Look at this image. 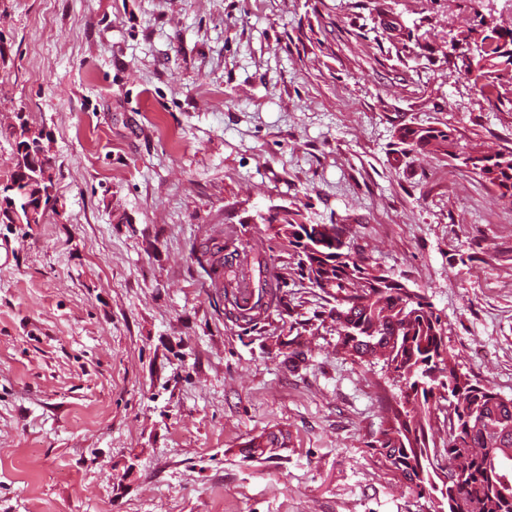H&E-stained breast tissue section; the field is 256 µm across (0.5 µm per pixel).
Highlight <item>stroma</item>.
I'll return each instance as SVG.
<instances>
[{"mask_svg":"<svg viewBox=\"0 0 512 512\" xmlns=\"http://www.w3.org/2000/svg\"><path fill=\"white\" fill-rule=\"evenodd\" d=\"M479 13L512 27V0H6L0 180L29 112L62 210L0 224V512H425L373 448L398 387L264 217L349 225L512 398V206L393 136L512 148L450 57ZM229 237L286 268L287 309L227 317L200 259ZM289 433L288 431L279 430L278 434H270L264 440L263 437L259 439H252L246 448L247 453L252 457L261 458L268 450L272 448H287Z\"/></svg>","mask_w":512,"mask_h":512,"instance_id":"1","label":"stroma"}]
</instances>
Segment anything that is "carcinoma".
<instances>
[{
    "mask_svg": "<svg viewBox=\"0 0 512 512\" xmlns=\"http://www.w3.org/2000/svg\"><path fill=\"white\" fill-rule=\"evenodd\" d=\"M455 41L479 47L469 63L455 65L488 102L512 104V29H505L493 15L476 14L474 23L457 32ZM16 136L28 142L33 156L12 154V171L0 183V224H28L33 203L30 181L44 192L42 216L55 211L49 205L54 187L45 172L57 159L42 132L33 129L30 114L16 116ZM403 151L450 158L471 170L512 200V148L489 152L475 143L463 146L451 127L402 126L395 130ZM265 221L277 226L283 245L294 249L312 287L334 302L328 317L336 324L338 348L360 361L377 350L389 351V360L404 382L390 423L374 449L389 471L420 498L436 497L445 512H512V398L503 397L491 385H474L458 391L450 386L448 367L455 356L443 343L444 326L432 304L407 288L385 270L351 252L346 224H309L304 212L285 208ZM214 288L224 297L230 318L257 325L271 309L285 305L282 287L285 273L276 265L248 253L224 255V245L205 250ZM258 273L256 290L241 295L242 276ZM456 404L444 453L462 465L463 479L454 484L437 482L428 431L441 402ZM289 433L278 431L247 445L252 457L272 448L288 447Z\"/></svg>",
    "mask_w": 512,
    "mask_h": 512,
    "instance_id": "cac0c4a2",
    "label": "carcinoma"
}]
</instances>
